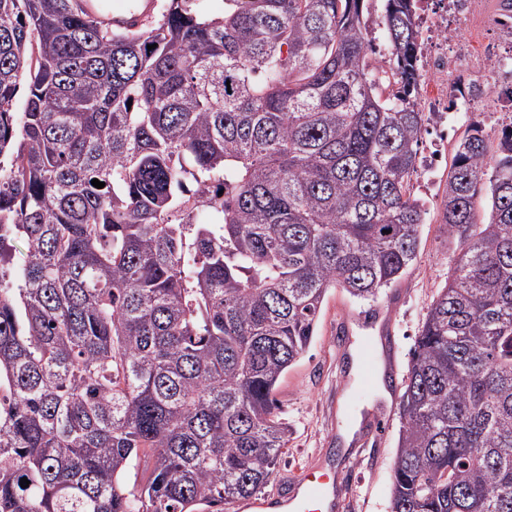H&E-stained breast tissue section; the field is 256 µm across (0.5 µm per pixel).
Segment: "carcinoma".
<instances>
[{
    "label": "carcinoma",
    "mask_w": 512,
    "mask_h": 512,
    "mask_svg": "<svg viewBox=\"0 0 512 512\" xmlns=\"http://www.w3.org/2000/svg\"><path fill=\"white\" fill-rule=\"evenodd\" d=\"M76 2L0 0V512L229 505L288 451L274 393L326 293L417 257L415 2L385 0L376 63L364 0H167L137 30ZM489 152L470 125L441 197L459 254L391 512H512V128Z\"/></svg>",
    "instance_id": "1"
}]
</instances>
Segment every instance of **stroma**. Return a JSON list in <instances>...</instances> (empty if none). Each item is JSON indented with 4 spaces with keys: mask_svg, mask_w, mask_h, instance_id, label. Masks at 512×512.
Listing matches in <instances>:
<instances>
[{
    "mask_svg": "<svg viewBox=\"0 0 512 512\" xmlns=\"http://www.w3.org/2000/svg\"><path fill=\"white\" fill-rule=\"evenodd\" d=\"M473 123L481 124L490 143L512 124V114L488 102L483 112H448L441 122H429L423 134L420 164L412 178V192L426 220L418 228L416 259L401 281L382 289L377 299L361 300L339 288L326 295L317 332L309 349L281 378L275 397L291 434L288 453L268 487L276 489L283 475L324 464L336 472L346 499L345 512H390L393 463L399 423L374 439L365 418L382 402L380 383L352 370L353 353L364 340L349 335L344 347L336 338L345 316H359L374 308L389 312L388 353L399 376H406L418 330L434 297L442 288L458 252L440 217L442 190L451 170L456 138Z\"/></svg>",
    "mask_w": 512,
    "mask_h": 512,
    "instance_id": "35a3bbf8",
    "label": "stroma"
}]
</instances>
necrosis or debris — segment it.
<instances>
[{"label":"necrosis or debris","mask_w":512,"mask_h":512,"mask_svg":"<svg viewBox=\"0 0 512 512\" xmlns=\"http://www.w3.org/2000/svg\"><path fill=\"white\" fill-rule=\"evenodd\" d=\"M479 0H418L415 21L422 56L426 62V92L422 100L427 112L438 116L448 109L442 87L460 84L467 107L480 106L490 93H498L501 109L512 112V65L502 63L501 44L512 39V9L500 10L493 18L500 30L495 42L473 48L466 28Z\"/></svg>","instance_id":"1"}]
</instances>
